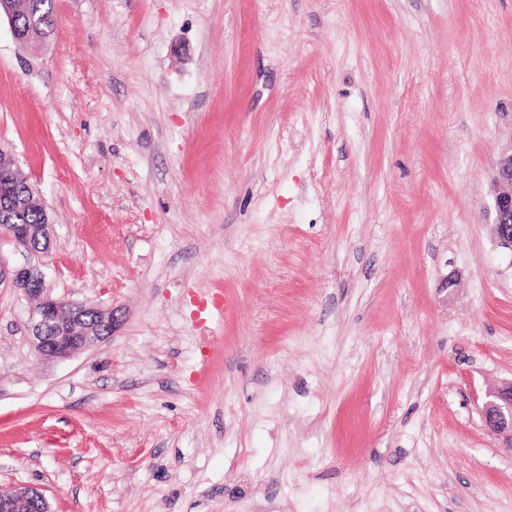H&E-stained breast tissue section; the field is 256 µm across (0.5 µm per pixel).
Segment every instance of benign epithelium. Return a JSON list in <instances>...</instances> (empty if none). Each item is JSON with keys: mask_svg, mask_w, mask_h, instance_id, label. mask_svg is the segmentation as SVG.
<instances>
[{"mask_svg": "<svg viewBox=\"0 0 512 512\" xmlns=\"http://www.w3.org/2000/svg\"><path fill=\"white\" fill-rule=\"evenodd\" d=\"M496 182L504 186L493 201L497 245L512 252V145L496 160ZM52 243V224H9L0 227V246L9 244L24 253L14 268V287L33 300L31 339L46 360L66 359L76 352L98 347L112 336L116 314L111 308L87 306L53 296L45 288L44 273L36 259L47 254ZM485 430L503 439L512 449V379L488 393L482 410ZM0 512H52L44 493L30 485L0 492Z\"/></svg>", "mask_w": 512, "mask_h": 512, "instance_id": "benign-epithelium-1", "label": "benign epithelium"}]
</instances>
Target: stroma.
Returning <instances> with one entry per match:
<instances>
[{
  "instance_id": "1",
  "label": "stroma",
  "mask_w": 512,
  "mask_h": 512,
  "mask_svg": "<svg viewBox=\"0 0 512 512\" xmlns=\"http://www.w3.org/2000/svg\"><path fill=\"white\" fill-rule=\"evenodd\" d=\"M0 20V149L53 295L114 308L45 361L0 247V491L53 512H512L480 407L512 377V0H54ZM231 303L207 341L195 310ZM22 9L17 11V0L0 1V18H7L12 34L19 40L15 25L20 31H26L30 25H36L47 40L54 31L53 0H20ZM16 13V14H15ZM15 16V24H14ZM496 182L504 189L493 201L495 241L500 248L512 253V142L498 155ZM0 512H52V510L40 489L24 485L7 492H0Z\"/></svg>"
}]
</instances>
